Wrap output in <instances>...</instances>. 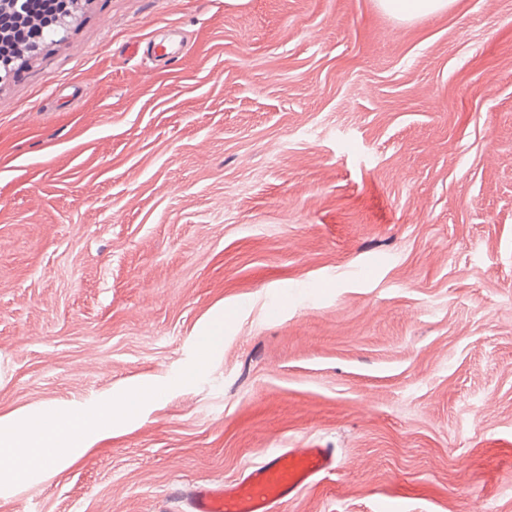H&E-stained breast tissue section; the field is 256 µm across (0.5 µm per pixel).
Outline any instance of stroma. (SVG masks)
Listing matches in <instances>:
<instances>
[{
	"mask_svg": "<svg viewBox=\"0 0 512 512\" xmlns=\"http://www.w3.org/2000/svg\"><path fill=\"white\" fill-rule=\"evenodd\" d=\"M0 83V415L168 379L0 512H512V0H80ZM224 345L193 383L194 336ZM380 8L392 17L410 21L448 9L452 0H378ZM330 448H279L225 489L198 487L191 512H273L279 501L337 469Z\"/></svg>",
	"mask_w": 512,
	"mask_h": 512,
	"instance_id": "obj_1",
	"label": "stroma"
}]
</instances>
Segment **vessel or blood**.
Masks as SVG:
<instances>
[{
	"instance_id": "vessel-or-blood-1",
	"label": "vessel or blood",
	"mask_w": 512,
	"mask_h": 512,
	"mask_svg": "<svg viewBox=\"0 0 512 512\" xmlns=\"http://www.w3.org/2000/svg\"><path fill=\"white\" fill-rule=\"evenodd\" d=\"M335 468L328 448H280L224 489L198 487L191 512H274L279 501Z\"/></svg>"
}]
</instances>
